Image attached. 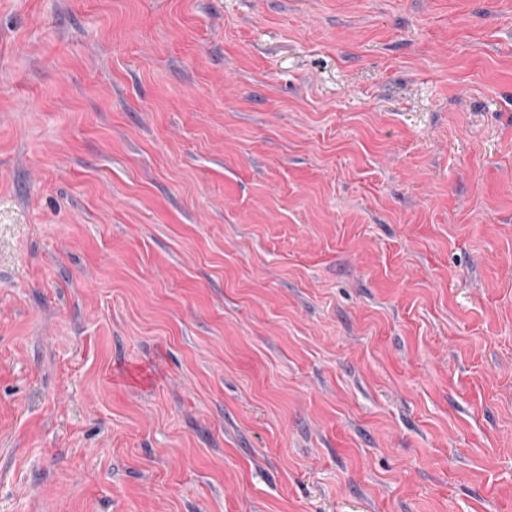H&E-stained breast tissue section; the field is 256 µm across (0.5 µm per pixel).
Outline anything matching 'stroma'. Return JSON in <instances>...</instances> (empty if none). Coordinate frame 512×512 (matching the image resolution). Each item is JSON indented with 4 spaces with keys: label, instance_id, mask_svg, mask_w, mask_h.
<instances>
[{
    "label": "stroma",
    "instance_id": "1",
    "mask_svg": "<svg viewBox=\"0 0 512 512\" xmlns=\"http://www.w3.org/2000/svg\"><path fill=\"white\" fill-rule=\"evenodd\" d=\"M0 512H512V0H0Z\"/></svg>",
    "mask_w": 512,
    "mask_h": 512
}]
</instances>
